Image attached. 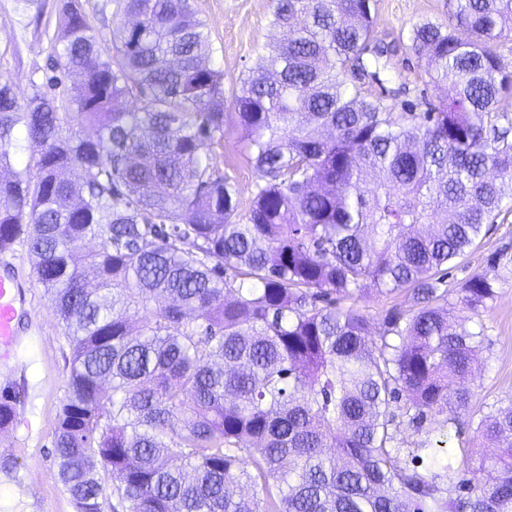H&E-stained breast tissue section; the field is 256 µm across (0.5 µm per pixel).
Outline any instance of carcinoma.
<instances>
[{"mask_svg": "<svg viewBox=\"0 0 512 512\" xmlns=\"http://www.w3.org/2000/svg\"><path fill=\"white\" fill-rule=\"evenodd\" d=\"M269 25L231 102L240 216L203 152L227 113L193 0H115L109 47L68 0L53 75L0 80V252L25 241L71 350L60 482L97 512H512V400L472 409L487 339L451 320L496 281L443 287L512 212V0L412 28L442 92L419 113L349 80L401 44L371 0H272ZM402 293L377 333L342 306ZM19 403L0 390V428Z\"/></svg>", "mask_w": 512, "mask_h": 512, "instance_id": "carcinoma-1", "label": "carcinoma"}]
</instances>
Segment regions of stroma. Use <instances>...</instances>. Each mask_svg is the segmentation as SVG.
<instances>
[{
    "mask_svg": "<svg viewBox=\"0 0 512 512\" xmlns=\"http://www.w3.org/2000/svg\"><path fill=\"white\" fill-rule=\"evenodd\" d=\"M38 2L41 10L34 19L19 13L15 0H0V76L8 78L21 97L30 94L32 81L47 70L65 0ZM195 6L224 71V98L232 100L258 50L271 39L272 0H195ZM449 9L450 0H375L377 30L405 35L424 20L447 22ZM382 76L383 84L367 83L364 92L376 95L385 86L405 88L406 99L420 112L440 94L407 49L387 60ZM206 152L223 163L242 192H249L256 171L240 151L235 126H228L222 145L207 147ZM0 263L14 272L32 301L30 314L20 322L17 347L9 357L0 358V388L25 389L24 419L0 430V457L16 463L14 470L0 469V512H76L49 452L67 390L70 350L64 329L36 282L26 245L18 242L0 252ZM476 272L496 280L499 296L479 314L454 311L453 320L457 330H480L489 340L472 383L473 403L483 406L512 399V213L498 218L478 246L454 263L449 287H458Z\"/></svg>",
    "mask_w": 512,
    "mask_h": 512,
    "instance_id": "obj_1",
    "label": "stroma"
}]
</instances>
